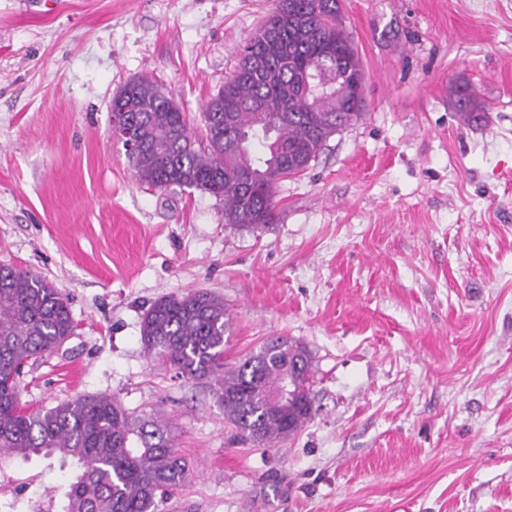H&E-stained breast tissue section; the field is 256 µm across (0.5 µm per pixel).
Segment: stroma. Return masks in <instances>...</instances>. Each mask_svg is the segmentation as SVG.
I'll return each mask as SVG.
<instances>
[{"label": "stroma", "instance_id": "obj_1", "mask_svg": "<svg viewBox=\"0 0 512 512\" xmlns=\"http://www.w3.org/2000/svg\"><path fill=\"white\" fill-rule=\"evenodd\" d=\"M341 3L365 114L253 230L137 181L111 104L152 76L202 135L273 0H0V263L44 277L77 325L20 401L107 394L167 423L194 474L162 512H512V0ZM458 85L486 123L458 119ZM193 291L228 308L227 361L307 347L317 411L295 436L235 443L207 381L146 357L144 312ZM67 474L16 463L0 512Z\"/></svg>", "mask_w": 512, "mask_h": 512}]
</instances>
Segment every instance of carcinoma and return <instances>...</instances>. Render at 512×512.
<instances>
[{
	"label": "carcinoma",
	"mask_w": 512,
	"mask_h": 512,
	"mask_svg": "<svg viewBox=\"0 0 512 512\" xmlns=\"http://www.w3.org/2000/svg\"><path fill=\"white\" fill-rule=\"evenodd\" d=\"M338 51L337 74L313 96L299 73L315 72L323 49ZM253 64H241L203 107L206 137L193 136L164 84L138 78L112 98V136L135 140L136 176L155 188L176 186L224 201V222L257 229L276 218L278 185L305 172L336 133L364 115V99L345 108L336 86H365L343 26L339 0H275L246 39ZM461 121L479 124L488 108L468 86L452 91ZM228 318L208 292L156 300L141 324L147 356L192 380H206L224 420L244 445L274 448L314 413L312 358L286 340L224 362ZM67 297L43 277L0 264V471L34 456L72 462L58 512H158L193 475L174 449L170 427L136 422L110 395H87L31 411L20 402L24 366L58 350L75 332ZM288 383L291 394L278 398Z\"/></svg>",
	"instance_id": "cac0c4a2"
}]
</instances>
